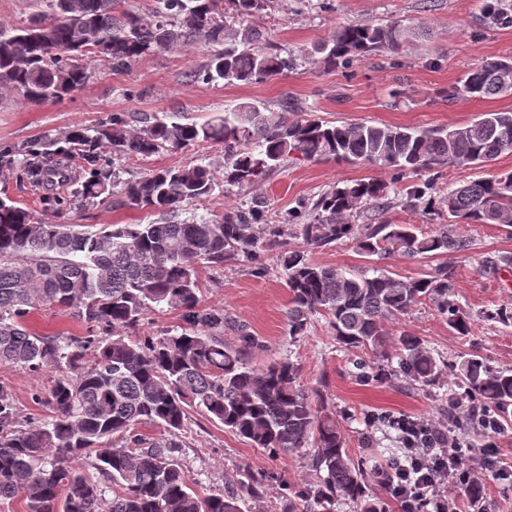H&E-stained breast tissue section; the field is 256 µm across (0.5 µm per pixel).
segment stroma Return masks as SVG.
<instances>
[{
  "label": "stroma",
  "instance_id": "stroma-1",
  "mask_svg": "<svg viewBox=\"0 0 512 512\" xmlns=\"http://www.w3.org/2000/svg\"><path fill=\"white\" fill-rule=\"evenodd\" d=\"M392 23L422 30L423 35L399 53L378 52L346 67L308 61L313 49L338 27ZM252 24L266 34L274 48L296 56V69L269 83L204 85L191 78L213 52L211 45L201 43L149 53L123 70L95 65L90 80L60 100L32 104L17 91L0 88V149L31 139L60 138L73 127H92L115 114L122 115L133 131L173 112L202 122L225 109L255 101L274 110L286 103L295 112L326 121L421 129L464 126L481 113L512 110V94L490 99L451 94L466 72L482 61L512 56V26L488 24L483 0H273L270 9ZM198 163L222 171L223 144L164 150L147 159L122 158L116 160L115 168L121 181L128 182L153 169ZM366 178L391 183L396 173L385 167L293 159L252 187L226 185L206 199L189 203L179 217H210L259 198L280 224L299 200L315 199L335 185ZM52 194L56 198L52 204L34 193L20 195L19 201L39 221L76 224L83 230L146 224L155 219L150 211L117 206L111 197L94 203L81 201L74 197L72 186L61 183L54 185ZM454 230L473 242L469 252L451 253L446 258L459 304L473 314L512 307V276L490 271L487 266L499 253H512V225L458 224ZM276 256V251H269V268L261 276L253 273L248 263L234 260L221 268L205 265L198 272L205 304L223 307L225 314L247 325L262 341L264 348L256 353V364L288 354L298 358L303 384L323 391L354 456L362 446L365 415H405L447 425V414L429 390L401 377L382 383L353 377L349 357L337 346L324 318L315 317L307 336L298 344H289L284 317L288 290L275 267ZM385 327L393 336L407 331L421 337L434 353L444 357L475 347L492 366L512 369V326L479 321L471 336L461 337L432 304L425 303L404 320L388 321ZM50 379L47 372L32 376L0 366V382L11 388L24 422L49 417V410L36 404L32 395L47 388ZM182 441L180 462L194 481L213 491L226 490L227 474L243 465L256 472L278 473L293 485L312 477L307 459L270 456L196 413L190 414ZM466 441L475 452L494 442L497 466L482 471V496L484 501L495 502L498 512H512V493L504 492L497 475L499 468L512 464V430L492 439L475 433Z\"/></svg>",
  "mask_w": 512,
  "mask_h": 512
}]
</instances>
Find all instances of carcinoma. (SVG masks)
I'll return each mask as SVG.
<instances>
[{"label": "carcinoma", "mask_w": 512, "mask_h": 512, "mask_svg": "<svg viewBox=\"0 0 512 512\" xmlns=\"http://www.w3.org/2000/svg\"><path fill=\"white\" fill-rule=\"evenodd\" d=\"M241 19L266 11L272 0H156L147 12L117 10V0H33L29 21L0 24V87L29 103L59 100L84 86L90 63L102 60L122 70L157 51L198 42L224 44L192 74L196 82L227 85L273 81L294 69L296 58L263 43L248 26L224 42V2ZM410 31L392 25L342 26L314 48L334 67L376 51L397 53ZM512 57L472 68L448 96L486 98L512 92L504 71ZM67 157L82 170L76 196L92 201L112 194V155L149 157L202 142L224 144L223 180L247 188L280 170L288 159L333 160L385 166L401 178L447 165H484L512 153V111L485 112L465 127L414 129L319 119H297L266 104L246 103L198 123L176 113L156 117L145 128L127 130L114 114L96 127L64 136ZM43 156L29 141L0 151V166L19 169V190L36 191L65 176L60 160L46 158L45 178L29 164ZM219 187L206 164L168 167L125 184L119 204L147 209L165 221L110 224L100 231L35 220L9 196L0 197V366L31 375L54 372L34 400L52 410L43 422L21 424L13 393L0 383V500L25 497L26 512H243L261 497L272 473H247L230 490L191 486L179 461L181 431L196 412L271 456L302 454L314 477L289 489L283 507L268 512H387L392 461L374 464L373 448L352 457L323 394L301 382L300 364L281 357L259 366L257 337L245 325L235 341H224V309L200 296L198 269L243 258L257 274L264 251L277 258L288 288L285 320L289 341L307 335L323 317L336 345L355 355L353 373L362 382L401 374L422 387L438 384L448 371V425L475 427L487 413L502 429L512 423V371H503L473 349L443 359L408 332L391 337L384 320H402L424 300L458 336L473 333V317L454 295L448 265L418 278L396 279L377 262L398 254L408 259L444 257L472 249L470 238L438 223L446 210L457 224H512V172L458 188H439L436 178L399 190L377 179L337 185L288 213V223H268L265 202L227 210L213 218L175 223L166 217ZM365 207L366 223L351 216ZM399 206L420 213L426 227L393 224L376 216ZM292 235L303 247L280 241ZM374 258L370 270L347 273L314 262L310 253L344 241ZM179 312L182 325L161 336L134 335L144 315L162 307ZM52 308L85 325L83 335L31 331L29 314ZM395 351L397 365L366 361L357 352ZM141 424L163 430L152 442ZM89 464L94 473L83 470ZM372 475L379 492L367 481Z\"/></svg>", "instance_id": "carcinoma-1"}]
</instances>
